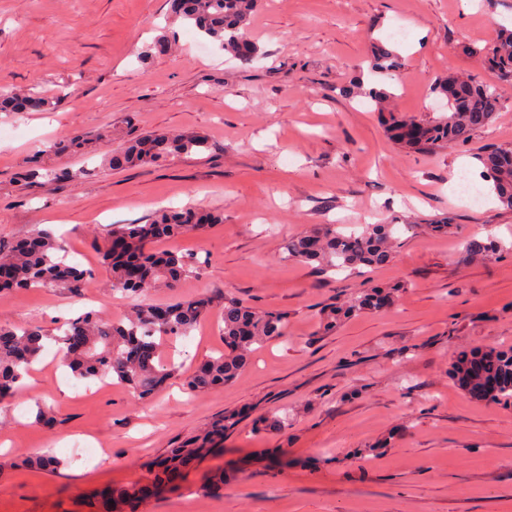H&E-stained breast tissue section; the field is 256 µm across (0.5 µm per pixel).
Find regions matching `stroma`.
Segmentation results:
<instances>
[{"mask_svg": "<svg viewBox=\"0 0 512 512\" xmlns=\"http://www.w3.org/2000/svg\"><path fill=\"white\" fill-rule=\"evenodd\" d=\"M168 15V0H0V86L58 99L49 112L0 113V242L53 229L92 274L78 297L1 290L0 323L52 335L87 310L123 317L131 305L99 254L112 226L148 223L168 206L224 213L223 223L152 245L194 257L197 269L150 289L146 302L214 300L189 335L163 341L160 355L178 371L152 398L70 376L50 345L23 392L0 401V454L60 461L53 473L1 470L0 512H98L103 487L152 485L151 462L234 413L176 490L117 512H512V397L472 399L450 376L457 350L512 345V210L489 193L475 158L512 147V83H499L495 120L467 146L424 152L395 145L373 103L350 93L371 76L372 43L387 41L403 60L379 80L392 108L435 117L437 77L491 81L468 49L512 28V0H266L248 30L259 47L249 63ZM165 33L171 50L141 60ZM110 127L194 128L211 149L120 169L101 164L117 140L85 155L49 149ZM37 155L70 179L20 181ZM463 175L485 191L481 207L456 194ZM443 218L453 234H430L428 223ZM323 224L394 225L392 261L325 273L286 257L288 239ZM488 234L499 251L464 256L468 237ZM393 285L389 306L320 332L325 306ZM228 298L287 313L288 327L224 387L189 390L191 373L224 348ZM41 408L56 413L54 426L36 424ZM77 441L95 455L74 456ZM379 445L383 454L355 461ZM218 472L223 486H210Z\"/></svg>", "mask_w": 512, "mask_h": 512, "instance_id": "obj_1", "label": "stroma"}]
</instances>
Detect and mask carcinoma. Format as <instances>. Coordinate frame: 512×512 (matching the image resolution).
<instances>
[{
    "instance_id": "cac0c4a2",
    "label": "carcinoma",
    "mask_w": 512,
    "mask_h": 512,
    "mask_svg": "<svg viewBox=\"0 0 512 512\" xmlns=\"http://www.w3.org/2000/svg\"><path fill=\"white\" fill-rule=\"evenodd\" d=\"M261 3L262 0H173L172 21L192 26L234 57L251 61L259 49L248 37L246 27ZM465 52L480 56L484 68L498 80L512 83V29H500L495 43L487 49L467 47ZM401 65V57L392 46L382 41L374 46V73L389 75ZM432 92L442 99L444 111L431 120L395 112L383 114L387 132L395 143L419 151L466 144L477 130L493 121L499 110V97L491 83L448 73L436 80ZM47 105V99L29 96L23 90L0 93V112L39 111ZM208 149V138L193 130L145 134L127 139L108 164L149 166ZM476 159L500 204L512 209V147H487L476 153ZM49 177L70 178L72 174L57 173L38 161L21 173V179L29 184ZM222 223L224 215L216 210L182 206L160 211L148 224L112 225L100 248L102 264L112 276V287L135 297L145 295L159 280L174 287L193 272L194 264L176 251L155 252L151 244L161 237L175 238ZM392 235L391 224H369L351 234L338 232L335 225L328 224L290 239L285 251L291 258L326 271L380 267L392 258ZM464 249L469 255H485L496 251L497 245L490 237L472 236L465 241ZM0 269L8 273L9 288H59L73 296L81 295L90 278L88 270L67 260L65 243L48 230H36L16 245H0ZM390 300L391 293L382 288L358 292L345 310H330L326 325L332 326L343 312L379 309ZM212 306V300L205 296L166 306L139 303L132 316L112 321L89 311L67 321L54 336L38 326L0 324V399L14 395L22 387L24 376L40 360L49 341L56 343L77 377L115 379L148 396L177 372L175 364L159 358L157 337L187 335ZM287 321L285 312H256L233 298L224 300L220 322L226 351L201 364L189 378V386L208 389L231 380L245 365L252 347L283 335ZM204 452L203 447L172 449L162 461L165 468L156 474V483H164ZM22 463L48 472L59 465L51 455L25 458Z\"/></svg>"
}]
</instances>
